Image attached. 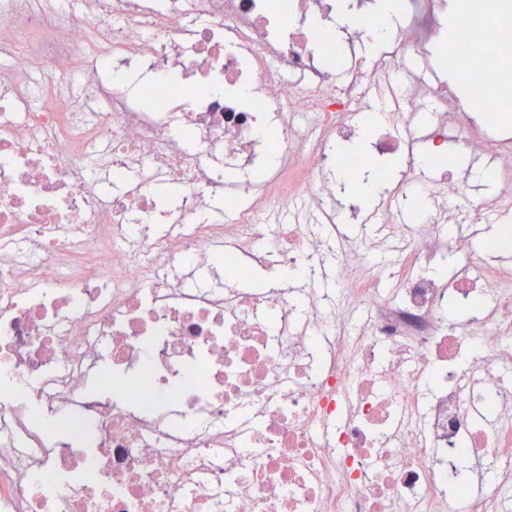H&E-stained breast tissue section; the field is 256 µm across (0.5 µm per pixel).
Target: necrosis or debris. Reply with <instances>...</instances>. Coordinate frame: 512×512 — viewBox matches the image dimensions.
I'll return each mask as SVG.
<instances>
[{
	"label": "necrosis or debris",
	"instance_id": "obj_1",
	"mask_svg": "<svg viewBox=\"0 0 512 512\" xmlns=\"http://www.w3.org/2000/svg\"><path fill=\"white\" fill-rule=\"evenodd\" d=\"M336 0H0V512H512V271L474 262L440 185L406 237L396 295L383 243L332 247L324 227L238 223L212 203L240 193L225 169L267 167L283 199L322 211L336 139L364 106L319 74L302 92L270 69L310 70ZM402 26L361 81L397 79L407 128L430 100L448 137L493 152L512 198V139L471 123L446 83L403 63L447 43L445 0H406ZM460 81L502 106L477 47L512 57V31L464 20ZM153 65L127 96L114 58ZM161 103L148 108L144 99ZM305 113L315 135L291 122ZM180 196L168 210L159 184ZM448 233H441L442 225ZM275 252L297 268L334 252L339 298L315 288L192 291L186 266ZM478 380L466 394L463 377ZM90 431L87 440L81 431ZM463 447L492 476L448 491Z\"/></svg>",
	"mask_w": 512,
	"mask_h": 512
}]
</instances>
